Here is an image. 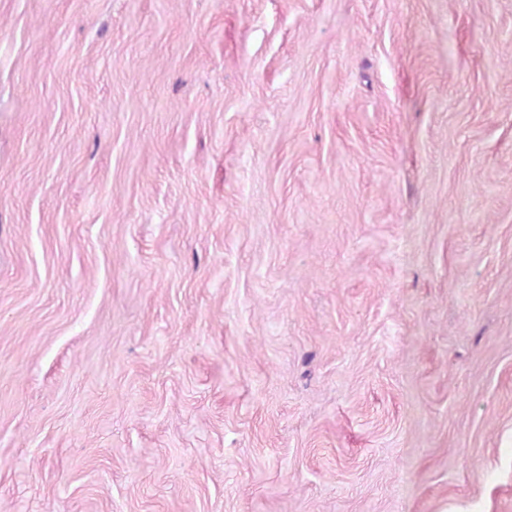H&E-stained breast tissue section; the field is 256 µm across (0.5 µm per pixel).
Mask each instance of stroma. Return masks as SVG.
<instances>
[{"label": "stroma", "instance_id": "obj_1", "mask_svg": "<svg viewBox=\"0 0 512 512\" xmlns=\"http://www.w3.org/2000/svg\"><path fill=\"white\" fill-rule=\"evenodd\" d=\"M0 512H512V0H0Z\"/></svg>", "mask_w": 512, "mask_h": 512}]
</instances>
